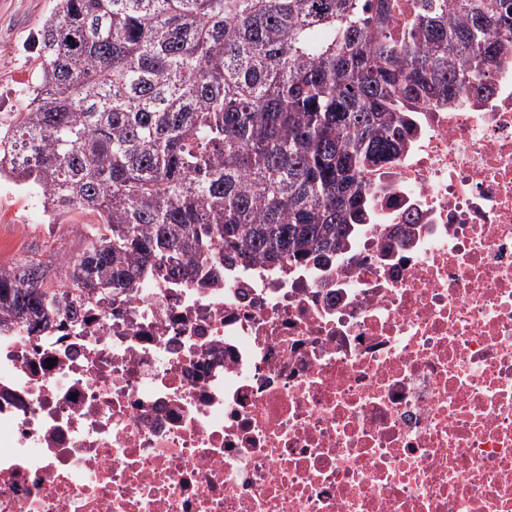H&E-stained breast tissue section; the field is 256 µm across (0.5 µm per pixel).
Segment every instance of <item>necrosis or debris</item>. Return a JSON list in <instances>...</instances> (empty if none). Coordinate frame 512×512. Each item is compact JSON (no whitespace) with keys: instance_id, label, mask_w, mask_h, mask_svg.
Wrapping results in <instances>:
<instances>
[{"instance_id":"1","label":"necrosis or debris","mask_w":512,"mask_h":512,"mask_svg":"<svg viewBox=\"0 0 512 512\" xmlns=\"http://www.w3.org/2000/svg\"><path fill=\"white\" fill-rule=\"evenodd\" d=\"M318 264L0 334V512H512V60Z\"/></svg>"}]
</instances>
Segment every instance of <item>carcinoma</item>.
I'll use <instances>...</instances> for the list:
<instances>
[{"label": "carcinoma", "mask_w": 512, "mask_h": 512, "mask_svg": "<svg viewBox=\"0 0 512 512\" xmlns=\"http://www.w3.org/2000/svg\"><path fill=\"white\" fill-rule=\"evenodd\" d=\"M56 0L28 103L0 127V177L39 193L57 239L0 264V333L216 263H317L370 204L410 115L490 92L512 0Z\"/></svg>", "instance_id": "carcinoma-1"}]
</instances>
